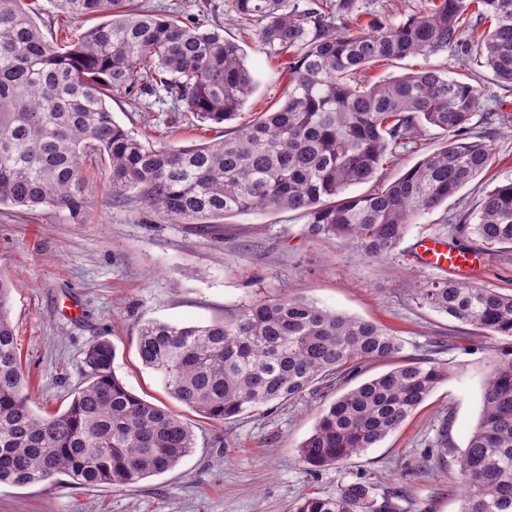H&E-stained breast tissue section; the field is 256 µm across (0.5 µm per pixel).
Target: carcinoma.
I'll return each mask as SVG.
<instances>
[{
  "instance_id": "1",
  "label": "carcinoma",
  "mask_w": 512,
  "mask_h": 512,
  "mask_svg": "<svg viewBox=\"0 0 512 512\" xmlns=\"http://www.w3.org/2000/svg\"><path fill=\"white\" fill-rule=\"evenodd\" d=\"M46 37L38 0H0V206L66 210L79 220L88 161L106 155L112 201L136 199L204 231L229 217L288 210L305 234L339 242L363 258L390 254L410 224L453 198L491 163L492 146L471 140L478 87L437 69L370 85L372 64L476 47L504 96L512 94V0H434L399 23L364 22L356 0H230L245 26L280 57L284 101L224 139L156 148L115 121L107 100L141 85L164 92L176 112L204 124L229 122L254 91L241 47L209 29L203 8L183 21L137 0H49ZM488 20L479 32L471 7ZM96 17L82 29L75 21ZM430 125L448 143L391 182L386 156ZM373 183L363 195L355 185ZM472 224L456 231L494 253L512 245V181L484 196ZM12 282L0 275V484L26 486L64 474L77 485H126L173 469L196 445L189 423L134 394L113 370L106 339L84 352L89 373L66 410L30 405L7 308ZM440 314L512 338V293L441 277L415 289ZM401 340L380 325L299 296L260 300L236 318L204 325L144 322L141 365L169 397L222 423L339 381L366 363L390 361ZM448 379L445 364L410 358L325 406L298 448L317 470L360 455L396 431ZM461 512H512V348L493 356L483 413L460 460ZM365 481L301 498L296 512H390Z\"/></svg>"
}]
</instances>
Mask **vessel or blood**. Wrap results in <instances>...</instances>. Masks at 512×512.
Instances as JSON below:
<instances>
[{
    "instance_id": "1",
    "label": "vessel or blood",
    "mask_w": 512,
    "mask_h": 512,
    "mask_svg": "<svg viewBox=\"0 0 512 512\" xmlns=\"http://www.w3.org/2000/svg\"><path fill=\"white\" fill-rule=\"evenodd\" d=\"M411 258L420 267L441 270L453 277H479L486 265L485 258L460 250L451 238L438 235L417 239Z\"/></svg>"
}]
</instances>
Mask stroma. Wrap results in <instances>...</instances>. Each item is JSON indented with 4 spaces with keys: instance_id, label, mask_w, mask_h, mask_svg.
Listing matches in <instances>:
<instances>
[{
    "instance_id": "stroma-1",
    "label": "stroma",
    "mask_w": 512,
    "mask_h": 512,
    "mask_svg": "<svg viewBox=\"0 0 512 512\" xmlns=\"http://www.w3.org/2000/svg\"><path fill=\"white\" fill-rule=\"evenodd\" d=\"M144 3L157 14L174 11L183 18L209 6L219 32L241 46L256 85L238 124L281 105L285 77L276 59L224 0ZM426 67L443 68L481 89L484 108L472 116L469 134L491 142L494 155L487 173L422 215L396 250L377 260L308 239L306 219L296 212L229 217L202 234L136 201L114 205L104 156L92 160L82 223L64 211L0 208V274L13 282L10 316L33 408L45 415L69 406L87 374L84 352L103 337L115 348V374L126 387L155 404H170L196 436L195 448L174 469L130 485L83 487L65 475L22 487L2 483L0 512H292L302 495L355 480L370 482L376 500L391 499L400 512H459L458 460L482 413L483 378L512 339L477 334L418 305L415 288L437 274L417 268L410 249L420 237L450 233L453 216L474 212L486 192L512 180V97L495 103L494 76L473 53L464 65L446 51L379 62L365 76L375 82ZM109 105L117 122L157 147L224 136L223 125L198 126L191 113L173 111L151 95L117 94ZM447 141V133L425 127L416 142L397 148L379 177L395 180ZM285 294L385 326L402 340L404 355L447 364V381L375 447L315 471L301 461L298 447L320 410L361 380L389 370V363L368 364L359 376L216 423L170 402L157 375L139 362L136 338L145 321L228 320L256 301Z\"/></svg>"
}]
</instances>
